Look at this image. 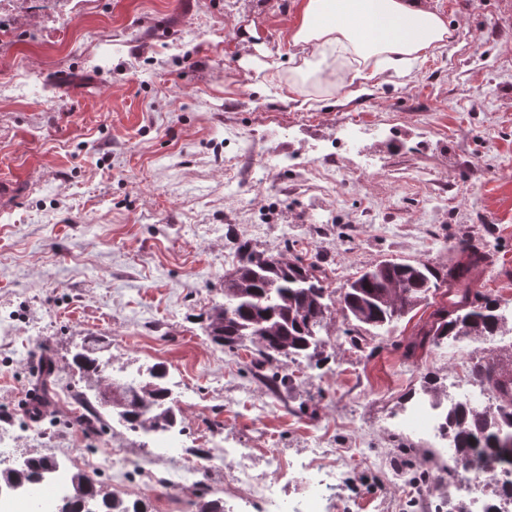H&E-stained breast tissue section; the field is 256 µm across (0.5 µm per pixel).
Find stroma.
<instances>
[{
	"mask_svg": "<svg viewBox=\"0 0 512 512\" xmlns=\"http://www.w3.org/2000/svg\"><path fill=\"white\" fill-rule=\"evenodd\" d=\"M299 3L0 0V179L16 184L0 202V463L49 454L148 512H197L174 475L209 467L224 512H266L236 469L195 454L245 448L244 466L297 506L322 475L317 512H480L486 488L436 485L423 456L447 463L441 441L402 419L427 381L470 383L460 365L503 352L500 337L408 354L431 321L423 304L355 349L335 312L329 362H287L285 387L250 370L251 343L214 345L205 319L238 242L319 262L335 291L382 260L441 274L461 249L480 251V290L512 310V0H431L452 35L410 81L313 104L277 81ZM351 116L361 151L337 154L325 187L318 152ZM88 337L114 377L166 365L184 458L158 455L143 472L140 437L114 421L84 430L86 381L69 361ZM112 455L130 464L123 483L96 464Z\"/></svg>",
	"mask_w": 512,
	"mask_h": 512,
	"instance_id": "obj_1",
	"label": "stroma"
}]
</instances>
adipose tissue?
I'll return each mask as SVG.
<instances>
[{"label":"adipose tissue","instance_id":"ef3b65f1","mask_svg":"<svg viewBox=\"0 0 512 512\" xmlns=\"http://www.w3.org/2000/svg\"><path fill=\"white\" fill-rule=\"evenodd\" d=\"M451 31L428 0H303L290 35L288 93L333 96L356 82L408 79Z\"/></svg>","mask_w":512,"mask_h":512}]
</instances>
